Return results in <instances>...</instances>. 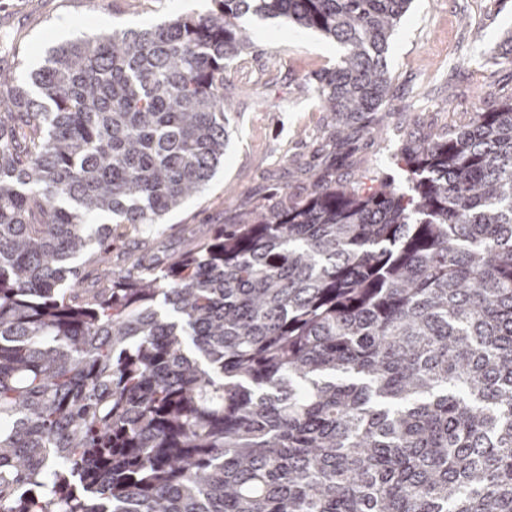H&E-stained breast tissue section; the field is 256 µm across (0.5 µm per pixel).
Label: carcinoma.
Wrapping results in <instances>:
<instances>
[{
  "instance_id": "1",
  "label": "carcinoma",
  "mask_w": 512,
  "mask_h": 512,
  "mask_svg": "<svg viewBox=\"0 0 512 512\" xmlns=\"http://www.w3.org/2000/svg\"><path fill=\"white\" fill-rule=\"evenodd\" d=\"M214 2L0 79V512H512V94L403 147L405 191L319 182L109 267L224 159L241 16L343 47L336 135L391 111L411 0Z\"/></svg>"
}]
</instances>
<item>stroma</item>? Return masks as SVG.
<instances>
[{"label": "stroma", "instance_id": "35a3bbf8", "mask_svg": "<svg viewBox=\"0 0 512 512\" xmlns=\"http://www.w3.org/2000/svg\"><path fill=\"white\" fill-rule=\"evenodd\" d=\"M214 0H0V74L25 77L60 44L214 10ZM253 46L224 74L230 110L224 162L162 223L114 233L113 269H162L220 224L274 196L297 200L332 176L367 189L403 185L406 144L463 126L491 92L512 94V0H412L387 54L392 111L378 130L333 135L307 76L334 66L340 47L280 20L246 15Z\"/></svg>", "mask_w": 512, "mask_h": 512}]
</instances>
